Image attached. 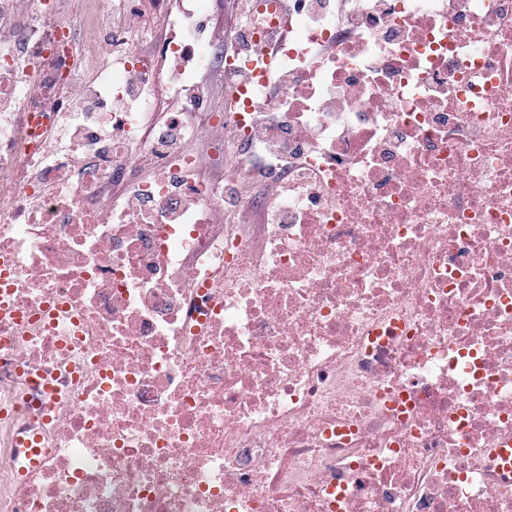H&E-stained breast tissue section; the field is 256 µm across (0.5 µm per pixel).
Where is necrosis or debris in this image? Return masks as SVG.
Here are the masks:
<instances>
[{"instance_id":"4bbe7bcc","label":"necrosis or debris","mask_w":512,"mask_h":512,"mask_svg":"<svg viewBox=\"0 0 512 512\" xmlns=\"http://www.w3.org/2000/svg\"><path fill=\"white\" fill-rule=\"evenodd\" d=\"M0 264V512H512V0H0ZM246 6L245 0H212L213 16L224 22L225 26H232Z\"/></svg>"}]
</instances>
